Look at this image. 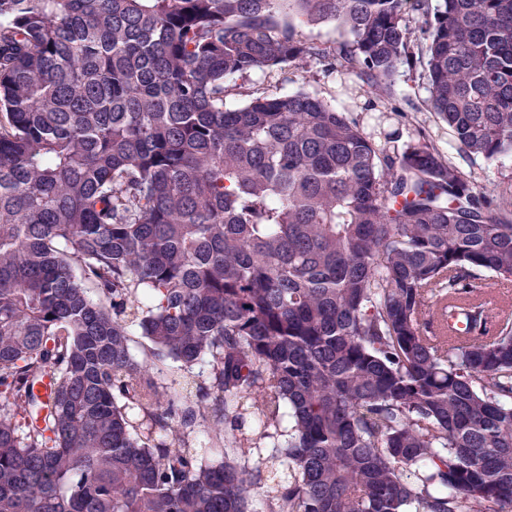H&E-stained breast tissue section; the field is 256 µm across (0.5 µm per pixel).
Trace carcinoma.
Returning <instances> with one entry per match:
<instances>
[{"instance_id": "1", "label": "carcinoma", "mask_w": 512, "mask_h": 512, "mask_svg": "<svg viewBox=\"0 0 512 512\" xmlns=\"http://www.w3.org/2000/svg\"><path fill=\"white\" fill-rule=\"evenodd\" d=\"M308 60L512 154V0H0V512H512V199ZM301 33L305 38L318 42L329 51L337 50L340 43L348 39V35L342 29L332 24L305 26L301 29ZM320 65L315 61L301 63L295 72L294 81L286 85L283 92H293L304 88L329 97L331 88L324 84ZM269 83L260 73H253L251 76L237 81L226 99L228 106H238L248 102L253 96L267 91Z\"/></svg>"}]
</instances>
